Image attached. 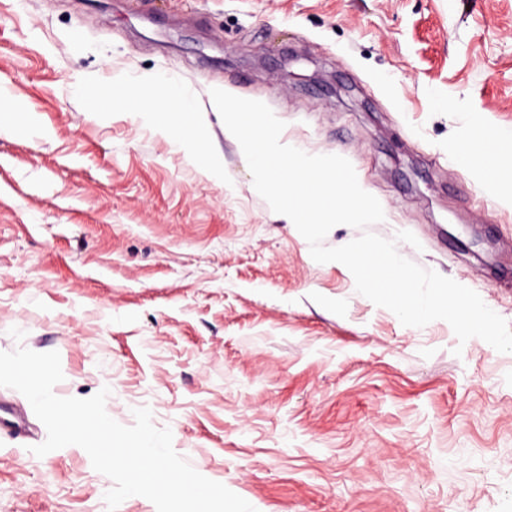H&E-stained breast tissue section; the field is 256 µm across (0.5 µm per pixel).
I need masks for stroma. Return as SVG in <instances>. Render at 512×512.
Listing matches in <instances>:
<instances>
[{
    "label": "stroma",
    "instance_id": "obj_1",
    "mask_svg": "<svg viewBox=\"0 0 512 512\" xmlns=\"http://www.w3.org/2000/svg\"><path fill=\"white\" fill-rule=\"evenodd\" d=\"M164 74L267 104L407 230L403 257L512 324V182L454 161L512 132V0H0V352L58 351L256 512H512V353L401 324L277 222L206 111L207 173L78 88ZM0 387V512H108L113 482Z\"/></svg>",
    "mask_w": 512,
    "mask_h": 512
}]
</instances>
